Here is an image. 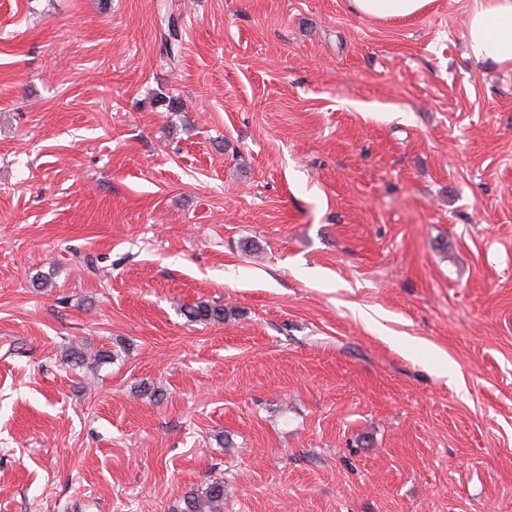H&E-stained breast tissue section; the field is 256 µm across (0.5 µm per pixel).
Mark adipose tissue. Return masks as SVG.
<instances>
[{"mask_svg":"<svg viewBox=\"0 0 512 512\" xmlns=\"http://www.w3.org/2000/svg\"><path fill=\"white\" fill-rule=\"evenodd\" d=\"M434 0H348L357 16L378 20H410L423 15ZM475 62L512 66V0H473L466 31Z\"/></svg>","mask_w":512,"mask_h":512,"instance_id":"ef3b65f1","label":"adipose tissue"}]
</instances>
